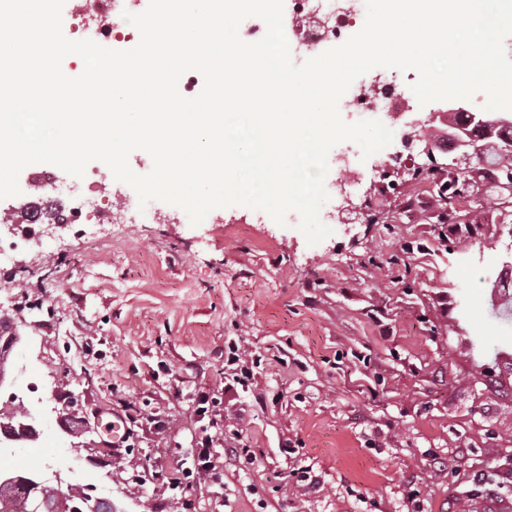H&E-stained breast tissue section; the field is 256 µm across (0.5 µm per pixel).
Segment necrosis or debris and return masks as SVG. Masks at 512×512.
<instances>
[{
  "label": "necrosis or debris",
  "instance_id": "obj_1",
  "mask_svg": "<svg viewBox=\"0 0 512 512\" xmlns=\"http://www.w3.org/2000/svg\"><path fill=\"white\" fill-rule=\"evenodd\" d=\"M148 0H71L65 31L68 39H90L115 50H126L140 41L137 29L125 21L124 12L146 9ZM289 47L295 64H303L326 48H334L349 39L366 19L364 0H288ZM406 100L398 70L381 74L372 87L350 86L341 98V111L357 120L383 119L403 106ZM98 172L85 176L87 191L83 207L69 206L63 195H55L49 205L25 199L16 209V219L0 225V274H12L18 253L37 251L46 242L66 252L72 238L62 234L65 226L79 234L94 232L97 225L112 222L134 224L138 221V201L124 193L107 200L97 192Z\"/></svg>",
  "mask_w": 512,
  "mask_h": 512
}]
</instances>
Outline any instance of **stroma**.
Instances as JSON below:
<instances>
[{
    "label": "stroma",
    "instance_id": "1",
    "mask_svg": "<svg viewBox=\"0 0 512 512\" xmlns=\"http://www.w3.org/2000/svg\"><path fill=\"white\" fill-rule=\"evenodd\" d=\"M408 120L387 119L391 143L360 169L329 167L325 188L359 182L365 216L317 244L244 205L194 225L153 199L155 222L19 256L0 281L20 336L0 407L30 380L52 401L43 455L17 442L0 470L60 475L113 512H176L170 483L215 420L254 459L225 453L218 484L196 474L195 512H470L449 507L450 490L512 498V193L480 174L486 191L442 223L436 172L403 151ZM393 153L406 173L395 185L382 176ZM233 342L265 360L245 390L226 385ZM203 393L214 402L201 414ZM125 400L142 415L122 418ZM116 415L129 440L113 448Z\"/></svg>",
    "mask_w": 512,
    "mask_h": 512
}]
</instances>
